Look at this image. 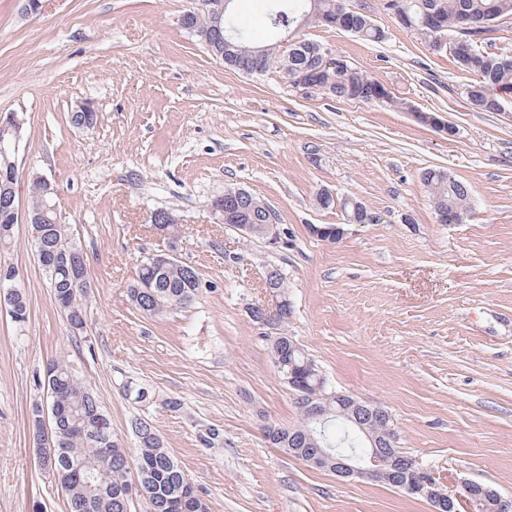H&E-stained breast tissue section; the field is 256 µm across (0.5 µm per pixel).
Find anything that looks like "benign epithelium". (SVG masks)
<instances>
[{
	"label": "benign epithelium",
	"mask_w": 512,
	"mask_h": 512,
	"mask_svg": "<svg viewBox=\"0 0 512 512\" xmlns=\"http://www.w3.org/2000/svg\"><path fill=\"white\" fill-rule=\"evenodd\" d=\"M412 115L421 123L440 129L448 134L453 128L443 122L436 114L412 111ZM24 120L15 113L0 115V142H8L10 156L7 162L9 176L15 177L19 171L17 153L22 139L21 130ZM267 301L258 308L269 315L279 313L286 306L287 299L271 288L266 289ZM380 417L386 422L387 436L393 443H398V434L391 424V416L387 411L362 402L350 395L338 396L336 418L354 425L361 431L366 450L359 453H346L330 448H294L292 452L300 455L303 461L317 469L329 470L340 477L356 476L369 481L382 480L395 489L412 496L427 500L433 512H512V497H503L487 487L477 490L479 484L473 480H459L449 487L434 470L418 458L404 459L397 456L381 442V435L371 428L375 418Z\"/></svg>",
	"instance_id": "benign-epithelium-1"
}]
</instances>
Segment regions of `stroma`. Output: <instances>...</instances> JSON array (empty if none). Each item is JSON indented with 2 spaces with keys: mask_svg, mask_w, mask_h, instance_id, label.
I'll use <instances>...</instances> for the list:
<instances>
[{
  "mask_svg": "<svg viewBox=\"0 0 512 512\" xmlns=\"http://www.w3.org/2000/svg\"><path fill=\"white\" fill-rule=\"evenodd\" d=\"M386 32L374 43L302 28L386 84L403 108L304 93L270 70L225 68L180 20L202 0H43L27 15L0 0V114L23 116L20 168L47 175L89 259L83 330L69 325L39 270L28 224L0 265L19 272L29 319L0 307V512H68L29 428L46 368L67 356L98 396L123 448L133 416L151 421L208 512H432L389 485L341 478L270 444L266 425L296 424L264 329L267 265L288 280V334L328 384L387 408L400 446L448 479L512 497V92L471 111V77L399 25L384 0H348ZM91 102L95 126L72 123ZM433 112L446 134L417 121ZM444 170L468 185L461 223L442 224L421 180ZM229 185L274 211L283 245L244 242L209 205ZM330 191L383 214L350 224ZM176 217L169 243L151 222ZM345 233L321 240L311 226ZM176 247L205 287L162 318L126 288L140 257ZM143 385L136 404L125 381ZM178 399L180 410L164 408ZM219 433L204 443L209 430Z\"/></svg>",
  "mask_w": 512,
  "mask_h": 512,
  "instance_id": "1",
  "label": "stroma"
}]
</instances>
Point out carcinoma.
Listing matches in <instances>:
<instances>
[{"label":"carcinoma","mask_w":512,"mask_h":512,"mask_svg":"<svg viewBox=\"0 0 512 512\" xmlns=\"http://www.w3.org/2000/svg\"><path fill=\"white\" fill-rule=\"evenodd\" d=\"M284 5V12L295 22L316 24L317 17L336 19V27L350 21L351 33L371 42L385 40V31L375 25L365 14L348 8L346 0H272ZM385 10L395 9L406 13L410 28L434 44L435 34L429 22L441 25L439 34L461 35L462 18L471 17L484 27L512 20V0H385ZM182 24L199 38L224 65L248 74L264 73L271 69L292 81L298 72H306L309 79L320 85L321 93L339 101H356L365 104L377 102L380 81L355 64L349 67L323 69L320 54L323 44L302 38L297 43L281 49L277 43L257 45L253 42L248 24L235 11L234 5L224 10V18L215 21L207 11H189L183 15ZM482 31L475 32L472 48L462 53L454 41H449V52L459 68L472 76L467 86V98L474 112L502 111L501 98L495 93L512 90V53L483 51ZM261 59L260 69H255L254 54ZM422 181L432 197L436 214L456 216L461 221L469 201V188L448 173L429 168L422 173ZM29 209L47 210L56 203L52 186L41 177H30ZM13 207L11 180L0 178V246L12 243L15 225L7 215ZM234 213L227 218L229 224H250L254 233L251 240L263 238L268 222L264 202L251 193H240L233 203ZM346 213L351 224H370L376 212L360 201L346 203ZM40 238L32 244L44 250L48 267L42 268L46 284L56 304L66 314L70 326L81 330L86 324V297L92 288L91 276L79 277L71 260V253L81 245L75 240L68 224L39 225ZM204 288L196 269L173 262L151 261L144 256L139 260L136 278L127 288V297L140 312L151 317H164L174 311L191 306ZM0 296L11 320L24 324L29 318L25 296L15 282L0 281ZM290 309L285 307L278 314L275 324L278 333L267 336L275 365L283 367L280 376L288 372V363L300 367L304 355L292 349L294 340L286 328ZM305 390L318 394L330 409H336L333 389L328 383H317L314 374L304 376ZM125 396L134 403L151 400L147 388L126 382L122 387ZM300 419L292 427H271L268 440L284 449L303 448L309 441V431L314 427L302 398L294 390ZM46 403L53 419L52 439L56 448L54 467L60 472V482L66 490L70 512H130L127 490L131 485L130 467H135L137 479L146 492L149 512H197L198 496L183 469L170 455L152 424L145 418L135 417L130 427L137 440L135 454L104 452L114 447L112 427L98 428L101 419L107 418L98 397L71 371L68 363L57 359L47 368Z\"/></svg>","instance_id":"carcinoma-1"}]
</instances>
